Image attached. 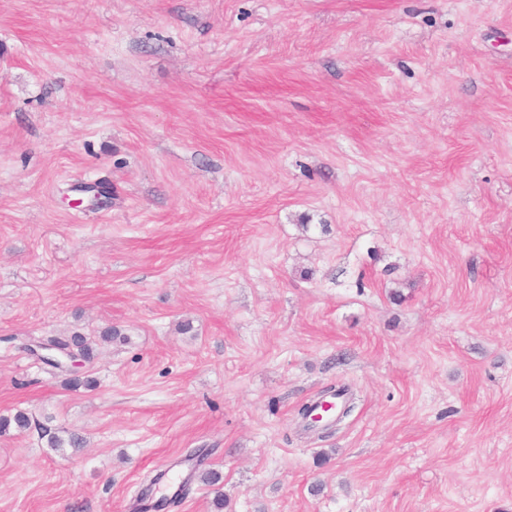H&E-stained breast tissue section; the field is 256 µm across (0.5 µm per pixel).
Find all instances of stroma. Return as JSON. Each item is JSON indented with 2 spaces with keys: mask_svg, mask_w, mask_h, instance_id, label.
Here are the masks:
<instances>
[{
  "mask_svg": "<svg viewBox=\"0 0 512 512\" xmlns=\"http://www.w3.org/2000/svg\"><path fill=\"white\" fill-rule=\"evenodd\" d=\"M19 409L88 445L0 434V512H512V0H0ZM40 344H49L61 348H72L76 355L82 356L84 358H90V354L92 353V347L90 342L87 340L85 336H82L80 334L54 337L48 339L46 342L40 341Z\"/></svg>",
  "mask_w": 512,
  "mask_h": 512,
  "instance_id": "1",
  "label": "stroma"
}]
</instances>
